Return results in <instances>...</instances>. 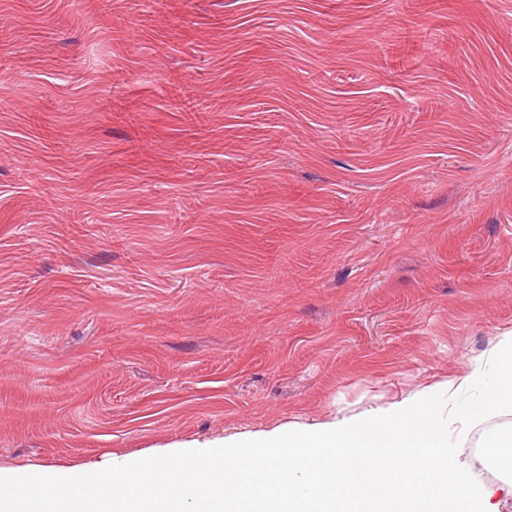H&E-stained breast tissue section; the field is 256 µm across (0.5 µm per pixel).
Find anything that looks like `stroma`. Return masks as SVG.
Instances as JSON below:
<instances>
[{
    "label": "stroma",
    "mask_w": 512,
    "mask_h": 512,
    "mask_svg": "<svg viewBox=\"0 0 512 512\" xmlns=\"http://www.w3.org/2000/svg\"><path fill=\"white\" fill-rule=\"evenodd\" d=\"M507 328L512 0H0V465L381 410ZM507 425H450L490 487Z\"/></svg>",
    "instance_id": "1"
}]
</instances>
